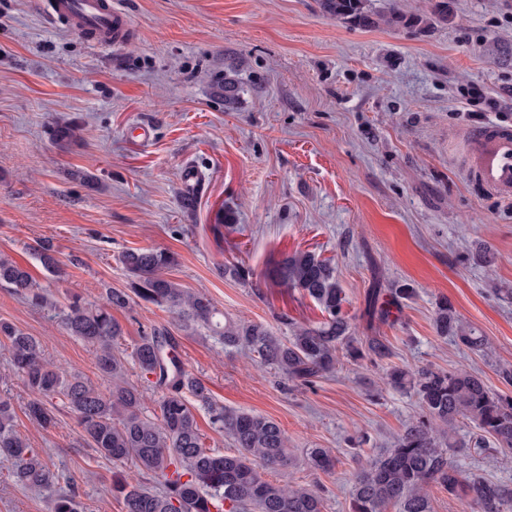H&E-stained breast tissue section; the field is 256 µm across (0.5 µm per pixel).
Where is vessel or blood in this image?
Returning a JSON list of instances; mask_svg holds the SVG:
<instances>
[{
  "mask_svg": "<svg viewBox=\"0 0 512 512\" xmlns=\"http://www.w3.org/2000/svg\"><path fill=\"white\" fill-rule=\"evenodd\" d=\"M50 17L98 47H122L132 37V21L117 0H48ZM471 178L483 189L512 198V126L489 123L468 138Z\"/></svg>",
  "mask_w": 512,
  "mask_h": 512,
  "instance_id": "b4317fda",
  "label": "vessel or blood"
}]
</instances>
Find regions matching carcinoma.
<instances>
[{
	"instance_id": "1",
	"label": "carcinoma",
	"mask_w": 512,
	"mask_h": 512,
	"mask_svg": "<svg viewBox=\"0 0 512 512\" xmlns=\"http://www.w3.org/2000/svg\"><path fill=\"white\" fill-rule=\"evenodd\" d=\"M320 2L324 15L364 29L419 22L395 9L375 13L366 0ZM37 257L47 271L61 275L51 247L40 246ZM174 262V256L164 250H128L121 258L128 288L107 290L97 304L74 294L62 312L67 332L94 349L98 370L111 379L106 394L81 374H65L52 367L35 337L0 320V339L6 342L25 385L42 396L63 397L95 453L135 467L133 477L112 485L124 512H324L322 489L266 478L268 471L288 465V436L280 425L260 414L213 403L208 388L176 356V340L165 329L154 328L140 336L130 354L141 380L161 391L154 411L146 413L144 390L126 377L125 357L115 347L122 328L111 313L114 308H127L135 298L175 312L186 329L201 331L226 349L249 354L259 366L276 370L298 386H314L344 362H368L385 367L390 388L413 393L421 412L405 425L391 448L372 461L354 455L357 470L351 512H386L389 506L396 512H433L427 491L432 483L451 495L464 496L470 512H512V486L481 474L464 477L448 460V449L463 447L457 431L464 422L475 430L473 450L485 452L492 444L512 450V396L492 392L472 371L390 363L393 347L386 337L354 335L332 259L297 249L270 272L280 285L314 301L322 315L313 323L281 317L291 326L286 337L275 335L261 322L222 315L206 294L191 292L165 276ZM0 285L35 307H54L25 268L2 256ZM413 295L414 289L404 284L373 289L369 321H389L393 309ZM433 325L439 336L473 353L484 355L490 348L489 340L465 324L446 301L437 305ZM188 394L209 410L211 424L231 440L233 453L220 455L205 448ZM27 416L42 428L54 424L39 399L29 403ZM0 457L12 462L15 481L25 487L47 490L59 485L58 474L16 430L15 410L7 397H0ZM306 457L313 470L329 473L336 466L328 448H309ZM147 477L159 490L143 485ZM79 508L72 487L57 491L51 502V512H79Z\"/></svg>"
}]
</instances>
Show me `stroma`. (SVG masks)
<instances>
[{
	"label": "stroma",
	"instance_id": "stroma-1",
	"mask_svg": "<svg viewBox=\"0 0 512 512\" xmlns=\"http://www.w3.org/2000/svg\"><path fill=\"white\" fill-rule=\"evenodd\" d=\"M134 31L122 48H95L46 17L41 0H0V254L27 266L54 308L0 288V320L36 337L45 359L101 391L111 382L92 349L57 316L70 295L99 300L124 289L123 252L174 254L168 278L205 292L235 319L277 335L286 319L316 322L314 303L266 273L297 249L334 259L356 335L368 332L374 288L406 283L415 297L381 327L393 363L464 368L512 395V199L479 188L462 157L467 130L512 125V0H368L427 26L362 29L323 14L320 0H118ZM237 100L224 105V76ZM61 125L77 137L56 139ZM149 127L148 140L134 137ZM199 176L184 208V167ZM230 213L232 224L216 220ZM49 240L64 270L48 273L31 251ZM489 248L492 266L473 261ZM250 267L251 283L224 276ZM487 336L481 356L438 337L441 301ZM117 344L131 353L151 328L167 329L176 354L224 408L261 414L285 430L293 459L274 477L322 487L324 512H350L356 463L380 457L419 413L416 397L386 385L382 369L346 366L301 388L242 352L190 335L169 310L137 302L115 311ZM0 396L18 432L64 479L83 512H122L114 481L132 464L98 457L60 397L46 398L54 424H32L33 398L0 345ZM328 448L331 473L311 471L306 449ZM463 473L512 484V451L453 448ZM53 493L17 484L0 459V512H50Z\"/></svg>",
	"mask_w": 512,
	"mask_h": 512
}]
</instances>
